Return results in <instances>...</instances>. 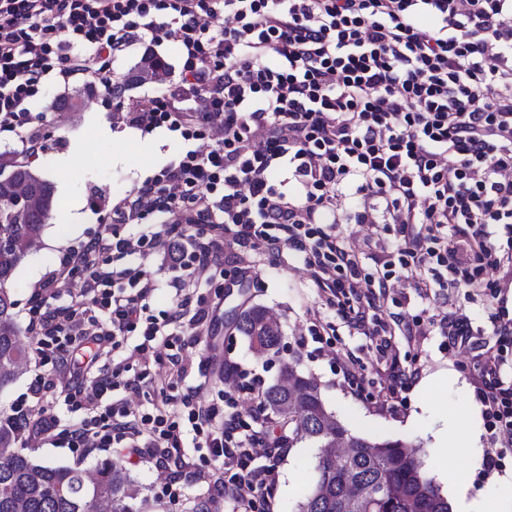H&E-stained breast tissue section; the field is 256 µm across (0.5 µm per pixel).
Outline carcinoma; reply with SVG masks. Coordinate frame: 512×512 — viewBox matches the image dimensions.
<instances>
[{
  "mask_svg": "<svg viewBox=\"0 0 512 512\" xmlns=\"http://www.w3.org/2000/svg\"><path fill=\"white\" fill-rule=\"evenodd\" d=\"M152 78L169 76L166 61L146 52L130 70L126 85L138 83L143 64ZM90 89L53 97L49 108L78 111ZM32 204L22 211L11 207L18 189ZM52 185L34 168L0 162V391L10 386L27 360L28 348L15 313L11 287L15 273L28 255L30 244L40 238L53 210ZM236 330L249 350L258 356L279 354L281 331L269 323L267 310L252 305L242 310ZM267 409L288 420V425L315 448L316 480L297 512H451L434 478L423 467L415 449L396 441H369L352 433L343 423L326 432V408L316 380L283 363L280 376L263 391ZM22 424L12 414L0 413V512H97L107 501L112 512H137L130 492L133 484L118 462L105 460L93 474L69 466L40 462L17 448ZM348 440L336 453L333 436Z\"/></svg>",
  "mask_w": 512,
  "mask_h": 512,
  "instance_id": "carcinoma-1",
  "label": "carcinoma"
}]
</instances>
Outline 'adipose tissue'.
Segmentation results:
<instances>
[{
	"mask_svg": "<svg viewBox=\"0 0 512 512\" xmlns=\"http://www.w3.org/2000/svg\"><path fill=\"white\" fill-rule=\"evenodd\" d=\"M427 409L444 420L443 428L435 434L433 463L441 464L451 451L465 456L469 463H476L479 459V407L470 404L452 412L447 402L434 399ZM449 483L456 494L455 503L460 512H503L507 505L512 504V477L497 480L483 494L473 499L467 496V471L455 473Z\"/></svg>",
	"mask_w": 512,
	"mask_h": 512,
	"instance_id": "adipose-tissue-1",
	"label": "adipose tissue"
}]
</instances>
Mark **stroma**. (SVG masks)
I'll use <instances>...</instances> for the list:
<instances>
[{"label":"stroma","mask_w":512,"mask_h":512,"mask_svg":"<svg viewBox=\"0 0 512 512\" xmlns=\"http://www.w3.org/2000/svg\"><path fill=\"white\" fill-rule=\"evenodd\" d=\"M60 89L45 84L32 111L39 114V135L47 149L40 153L35 165L40 175L55 190H68L79 198L84 220L65 224L59 212H52L39 244L16 273L13 282L14 312L21 327L27 328L34 292L46 275L57 268L65 253L76 251L81 244L96 237L102 230L103 219L112 203L124 197L147 177L166 165L176 162L185 149L182 139L164 129L145 132L126 126L113 113L111 98L102 90L85 98L80 111L50 109L49 103ZM81 147L79 161L68 169L57 166L60 155ZM342 206L338 212V229L361 252L365 265L388 255L396 241L395 228L390 224L365 225L356 216L367 206V199L349 187L341 190ZM224 269L250 266L251 279L244 289L225 294L215 321L201 331L200 342L193 348L195 362L204 361L206 372L197 366L189 368L185 378L173 389H166V368L154 365L138 389L118 388L115 398L128 399L132 404L144 402L145 392L165 389L174 402L209 401L224 393L225 360H233L243 368L260 375L264 383L273 382L286 362L298 363L300 369L313 375L321 388L329 414L353 433L371 440H401L418 450L423 462H430L436 421L421 405L425 400L417 383L390 388L393 375L414 369L419 380L447 377L448 383L437 395L457 409L475 402L481 380L478 364L486 345L498 344L499 380L512 381V343L498 342L496 330L503 319H512V278H502L496 292L476 294L463 288L423 287L413 279L392 280L391 287L379 310L365 313L363 324H356L352 314L328 307L318 289L313 288L310 275L302 260L289 255L287 261L262 260L247 247H225L218 253ZM254 304L267 308L277 320L285 347L279 355L259 358L248 348L234 329V312ZM450 314L467 318L473 333L469 348H449L448 338L437 325L438 318ZM331 323L334 355H327L316 340L315 318ZM29 359L20 369L18 379L0 392V412L24 409L30 420L49 417L68 425L83 419V412L71 411L62 397L36 401L29 386L36 375L51 368L65 367L68 352L42 355L37 351L38 337L29 332L25 339ZM356 371L360 388H352L344 380L342 364ZM208 376L209 385L199 389L201 376ZM21 444L37 458L61 465L90 469L97 461L112 458L122 460L119 449H92L71 452L55 447L51 441H37L23 435ZM478 467H469L462 456L449 454L447 472L435 473L440 490H447V474L468 469L469 497H477L500 476L512 474V447H493L488 429L480 431ZM495 456L497 466L488 469L484 459ZM315 451L307 442L292 440L287 453L277 460L258 458L261 466H274L277 478L273 512H296L297 504L315 479ZM216 461L199 462L198 475L180 484L177 499H169L164 474L153 462L130 464V474L139 496L148 503L146 512H225L223 501L210 499L206 472L215 469Z\"/></svg>","instance_id":"stroma-1"}]
</instances>
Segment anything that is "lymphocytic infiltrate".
Here are the masks:
<instances>
[{"instance_id": "obj_1", "label": "lymphocytic infiltrate", "mask_w": 512, "mask_h": 512, "mask_svg": "<svg viewBox=\"0 0 512 512\" xmlns=\"http://www.w3.org/2000/svg\"><path fill=\"white\" fill-rule=\"evenodd\" d=\"M138 39L174 47L181 79L131 103L87 59H111ZM76 77L103 88L125 125L167 129L186 148L113 205L111 224L42 284L47 296L52 284L80 282L68 306L31 315L41 346L71 337L94 356L70 367L67 387L40 378L31 393L64 391L92 418L44 420L30 434L73 452L113 447L130 461L152 459L174 486L195 467L182 451L190 437L224 459L212 497L236 512H271L274 470L251 463L285 452L289 436L270 434L263 404L241 414L228 391L220 406L107 405L125 367L100 374L95 358L138 334L135 353L157 360L169 350V378L180 379L182 358L163 329L214 320L191 288L223 274L211 257L221 245L278 261L294 252L326 304L350 311L376 307L404 275L422 281L443 270L450 287H494L490 272L512 264V0H0V135L22 160L43 150L32 113L42 87ZM343 185L378 200L385 223L399 227L381 264L365 267L328 220ZM154 213L204 226L206 239L195 250L189 235L169 234L174 300L157 315L155 281L136 263L154 240L124 231ZM492 224L506 250L490 243ZM496 361L486 348L478 398L493 444L511 448L512 384L495 380Z\"/></svg>"}]
</instances>
